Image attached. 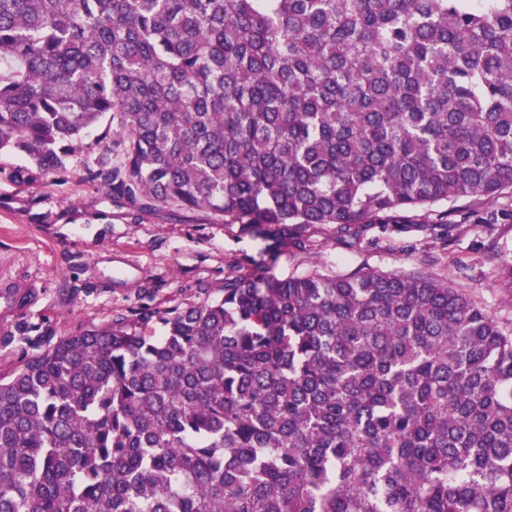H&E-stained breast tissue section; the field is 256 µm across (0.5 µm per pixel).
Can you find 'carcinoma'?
<instances>
[{
    "label": "carcinoma",
    "mask_w": 512,
    "mask_h": 512,
    "mask_svg": "<svg viewBox=\"0 0 512 512\" xmlns=\"http://www.w3.org/2000/svg\"><path fill=\"white\" fill-rule=\"evenodd\" d=\"M341 230L512 188V0H0V177ZM0 375V512H512V327L446 278L224 282Z\"/></svg>",
    "instance_id": "carcinoma-1"
}]
</instances>
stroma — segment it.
Instances as JSON below:
<instances>
[{"mask_svg": "<svg viewBox=\"0 0 512 512\" xmlns=\"http://www.w3.org/2000/svg\"><path fill=\"white\" fill-rule=\"evenodd\" d=\"M86 157L67 173L25 190L0 180V373L30 349L116 317L146 319L207 297L226 279L259 269L283 278L361 268L448 277L502 322L512 321V289L499 266L512 259V189L462 198L445 225L417 215L402 224L350 231L311 224L299 232L227 224L209 210L117 207L85 179Z\"/></svg>", "mask_w": 512, "mask_h": 512, "instance_id": "stroma-1", "label": "stroma"}]
</instances>
